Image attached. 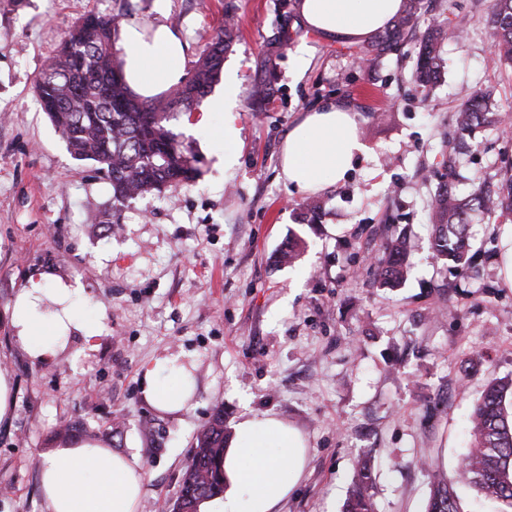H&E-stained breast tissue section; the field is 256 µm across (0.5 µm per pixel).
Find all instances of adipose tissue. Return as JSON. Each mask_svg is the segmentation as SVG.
I'll return each mask as SVG.
<instances>
[{
    "label": "adipose tissue",
    "instance_id": "adipose-tissue-1",
    "mask_svg": "<svg viewBox=\"0 0 512 512\" xmlns=\"http://www.w3.org/2000/svg\"><path fill=\"white\" fill-rule=\"evenodd\" d=\"M305 27L330 40L359 43L385 31L404 9L403 0H298ZM116 48L124 80L140 98L170 91L185 75L187 44L164 23L121 24ZM356 113L329 105L305 113L288 132L281 152L283 177L303 193H315L344 177L364 146ZM81 283L54 279L52 288H27L16 298L11 324L30 357L53 358L59 337L76 333L91 339L101 325L73 308ZM144 394L164 411L190 405V381L183 366L158 359L145 373ZM306 442L294 427L270 414H248L235 426L224 453L222 500L211 512H275L300 482ZM47 512H138L146 464L136 450L112 451L98 440L56 448L38 459Z\"/></svg>",
    "mask_w": 512,
    "mask_h": 512
}]
</instances>
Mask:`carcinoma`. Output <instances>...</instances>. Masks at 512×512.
Wrapping results in <instances>:
<instances>
[{
  "label": "carcinoma",
  "instance_id": "1",
  "mask_svg": "<svg viewBox=\"0 0 512 512\" xmlns=\"http://www.w3.org/2000/svg\"><path fill=\"white\" fill-rule=\"evenodd\" d=\"M495 18V51L499 61L512 64V0H492ZM119 27L112 18L91 13L79 21L58 47L37 81L43 111L60 133L71 156L99 165L112 184L113 212L150 192L175 190L193 181L194 170L180 142L168 128L173 105L185 108L204 97L221 75L224 53L234 24L211 37L194 68L170 94L150 100L135 96L123 78L112 77V41ZM444 26L426 32L420 41L416 80L429 88L440 74V48ZM500 114L493 92H478L456 112V140L464 143L476 132L498 129ZM456 146L442 141V166L446 179L439 182L431 207L433 234L429 250L444 264L470 268L471 217L512 214V174L504 178L505 190L494 195L481 185L471 194L452 188ZM302 239L294 235L280 249L287 264L300 254ZM409 241L399 235L385 241L379 260V282L394 288L406 279ZM470 447L458 467L455 484L475 489L512 512V382L489 381L473 406ZM230 438L224 410H216L195 438L194 451L185 469L179 500L184 512H195L197 503L224 492L222 463ZM432 488L426 512H460L458 497L448 478L430 464ZM371 461L356 468L343 512H374Z\"/></svg>",
  "mask_w": 512,
  "mask_h": 512
}]
</instances>
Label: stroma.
<instances>
[{"label":"stroma","mask_w":512,"mask_h":512,"mask_svg":"<svg viewBox=\"0 0 512 512\" xmlns=\"http://www.w3.org/2000/svg\"><path fill=\"white\" fill-rule=\"evenodd\" d=\"M297 0H0V370L14 407L0 424V512H45L37 458L98 439L136 449L147 465L139 512L180 494L193 439L216 409L227 426L271 414L308 445L299 484L280 512H341L358 457L375 468L376 512H423L425 460L454 476L470 444L467 417L489 378H512V288L499 277L501 232L512 216L472 218L477 271L452 272L428 251L429 206L454 137L453 114L490 89L512 117V65L495 60L491 0H418L415 23L392 46L311 33ZM177 28L195 64L226 21L235 24L224 74L238 83L237 165L225 174L224 112L210 98L173 112L196 178L122 207L109 230L112 185L69 153L34 86L58 44L87 13ZM464 31L444 41L431 89L414 78L431 23ZM266 95H251L255 84ZM357 112L366 150L324 191L317 224L301 225L304 194L283 178L280 154L303 113ZM206 120L208 134L192 127ZM512 137L477 134L457 191L497 185ZM306 248L294 266L275 256L290 233ZM414 243L407 282L379 287L374 260L398 233ZM49 272L79 280L80 313L103 326L31 359L10 325L22 289ZM162 357L190 367L188 409L144 396Z\"/></svg>","instance_id":"obj_1"}]
</instances>
